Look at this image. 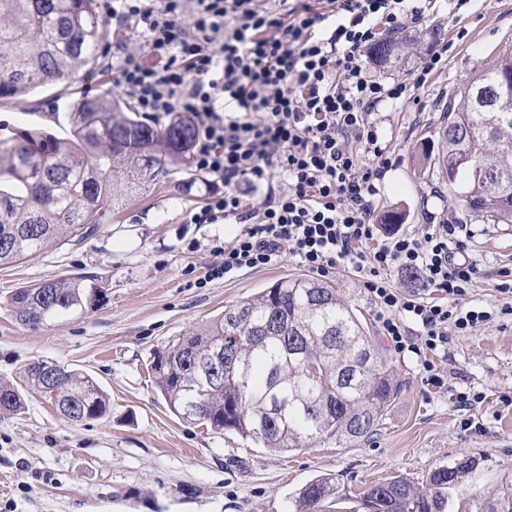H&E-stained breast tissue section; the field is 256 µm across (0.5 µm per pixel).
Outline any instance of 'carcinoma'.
Here are the masks:
<instances>
[{
	"mask_svg": "<svg viewBox=\"0 0 512 512\" xmlns=\"http://www.w3.org/2000/svg\"><path fill=\"white\" fill-rule=\"evenodd\" d=\"M107 30L98 0H0V101L72 81L98 64ZM401 42L385 38L376 63L398 58ZM476 87L499 92L494 108L474 106ZM133 116L110 95L85 98L70 114V134L19 129L0 138V266L30 252L83 237L105 222L122 188L143 186L163 172L164 155L195 142L183 119L164 125ZM442 151L422 153L437 178L463 187V211L492 224H512V53L467 84L444 112ZM106 297L92 275L17 289L9 307L31 331L79 317ZM220 367L201 393L194 377ZM168 407L211 432L288 452L320 439L364 441L377 433L398 395L392 362L370 334L366 318L332 281L289 278L224 310L201 330L179 336L151 362ZM24 386L51 401L70 421L101 418L108 402L87 374L58 369L52 383L39 363L25 369ZM24 408L19 387L0 382V415ZM476 461L440 467L417 487L405 477L371 485L363 512H445L447 490L459 486ZM332 476L307 483L295 512H324L339 497Z\"/></svg>",
	"mask_w": 512,
	"mask_h": 512,
	"instance_id": "cac0c4a2",
	"label": "carcinoma"
}]
</instances>
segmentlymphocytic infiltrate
Returning <instances> with one entry per match:
<instances>
[{"mask_svg":"<svg viewBox=\"0 0 512 512\" xmlns=\"http://www.w3.org/2000/svg\"><path fill=\"white\" fill-rule=\"evenodd\" d=\"M112 26V77L149 118L192 115L196 171L216 176L191 224H237L211 278L289 255L319 276L350 266L373 301L381 336L418 358L424 384L454 337L512 317V267L497 273V311L468 302L478 274L463 224L378 237L370 219L392 160L374 113L407 98L404 82L368 72L384 32L418 20L411 0H99ZM281 179L283 189L270 185ZM373 242L371 253L360 244ZM411 272L406 291L393 277Z\"/></svg>","mask_w":512,"mask_h":512,"instance_id":"1","label":"lymphocytic infiltrate"}]
</instances>
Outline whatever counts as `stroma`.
<instances>
[{
    "label": "stroma",
    "instance_id": "obj_1",
    "mask_svg": "<svg viewBox=\"0 0 512 512\" xmlns=\"http://www.w3.org/2000/svg\"><path fill=\"white\" fill-rule=\"evenodd\" d=\"M465 39H457L459 29ZM401 59L370 64V75L412 82L427 52L449 46L448 65L429 76L408 100L379 106L375 118L393 166L375 200L380 235L415 231L424 221L446 224L458 208L447 184L418 166L421 149L438 151L441 117L451 98L481 68L512 52V0H472L454 14L449 0H431L420 22H404ZM121 97L104 65L71 82L0 102V137L38 128L68 137L75 101L101 93ZM166 174L118 196L108 223L81 239L27 254L0 266V381L18 382L27 365L51 361L82 371L102 387L109 412L72 422L40 393H25V408L0 416V512H294L300 489L319 475L336 477L332 512H357L375 483L405 477L423 485L436 468L473 458L476 468L450 489L446 512H482L512 491V321L496 319L454 337L442 366L445 384L421 382L411 355H393L401 390L373 437L361 442L320 440L286 454L215 434L183 421L167 406L149 371L156 351L201 328L283 278L307 276L289 259L246 269L231 279L209 272L239 232L236 224H191L215 176L167 156ZM401 218L388 225V215ZM469 255L479 275L468 298L494 307L502 298L495 275L512 266V224L468 218ZM84 273L106 290L102 305L60 326L33 332L13 317L16 288ZM482 393L472 415L481 430L465 431L455 395Z\"/></svg>",
    "mask_w": 512,
    "mask_h": 512
}]
</instances>
